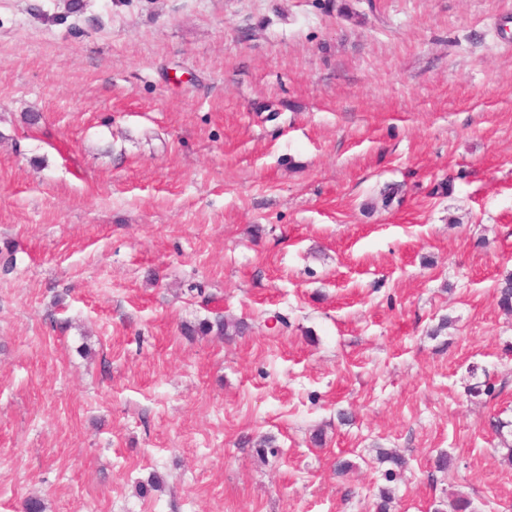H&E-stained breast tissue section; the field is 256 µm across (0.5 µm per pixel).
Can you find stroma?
I'll return each instance as SVG.
<instances>
[{
  "label": "stroma",
  "instance_id": "1",
  "mask_svg": "<svg viewBox=\"0 0 512 512\" xmlns=\"http://www.w3.org/2000/svg\"><path fill=\"white\" fill-rule=\"evenodd\" d=\"M511 273L512 0H0V512H512Z\"/></svg>",
  "mask_w": 512,
  "mask_h": 512
}]
</instances>
